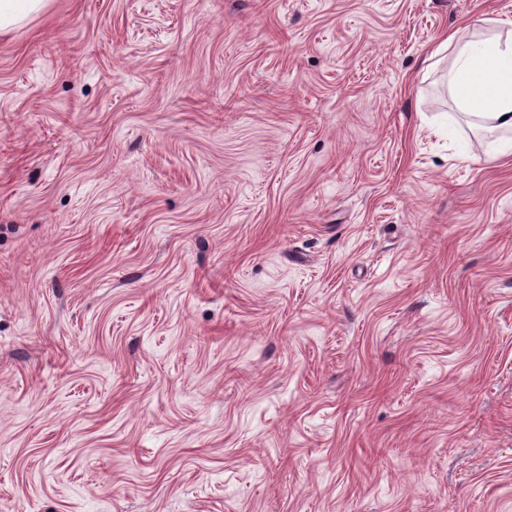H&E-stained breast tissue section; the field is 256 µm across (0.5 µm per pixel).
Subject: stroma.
<instances>
[{"label": "stroma", "mask_w": 512, "mask_h": 512, "mask_svg": "<svg viewBox=\"0 0 512 512\" xmlns=\"http://www.w3.org/2000/svg\"><path fill=\"white\" fill-rule=\"evenodd\" d=\"M512 0H49L0 33V512H512ZM447 48L455 55L448 87L457 109L487 123L481 125L487 131L512 133V31L505 37L487 32L457 38L453 33L440 46Z\"/></svg>", "instance_id": "1"}]
</instances>
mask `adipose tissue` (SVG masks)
I'll use <instances>...</instances> for the list:
<instances>
[{
  "label": "adipose tissue",
  "instance_id": "1",
  "mask_svg": "<svg viewBox=\"0 0 512 512\" xmlns=\"http://www.w3.org/2000/svg\"><path fill=\"white\" fill-rule=\"evenodd\" d=\"M444 45L455 55L448 87L457 109L480 119L487 131L512 133V33L452 34Z\"/></svg>",
  "mask_w": 512,
  "mask_h": 512
}]
</instances>
